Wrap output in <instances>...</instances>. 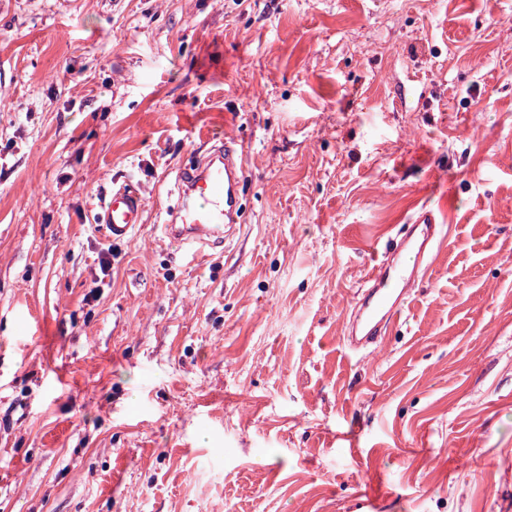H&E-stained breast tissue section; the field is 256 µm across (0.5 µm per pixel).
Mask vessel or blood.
Here are the masks:
<instances>
[{
  "mask_svg": "<svg viewBox=\"0 0 512 512\" xmlns=\"http://www.w3.org/2000/svg\"><path fill=\"white\" fill-rule=\"evenodd\" d=\"M244 153L224 142L215 152L177 176L179 203L164 224V235L195 258L223 246L242 224ZM144 202L128 186L112 190L99 214L112 240L121 241L141 224ZM442 237L439 212L422 207L369 269L365 287L345 325L343 339L354 353L379 346L400 317L417 281L432 262Z\"/></svg>",
  "mask_w": 512,
  "mask_h": 512,
  "instance_id": "vessel-or-blood-1",
  "label": "vessel or blood"
}]
</instances>
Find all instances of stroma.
Wrapping results in <instances>:
<instances>
[{
  "label": "stroma",
  "instance_id": "1",
  "mask_svg": "<svg viewBox=\"0 0 512 512\" xmlns=\"http://www.w3.org/2000/svg\"><path fill=\"white\" fill-rule=\"evenodd\" d=\"M226 137L243 222L194 261L159 226ZM0 512H512V0H0ZM144 202L137 191L129 186L112 189L107 196L99 221L105 225L112 241H122L142 224ZM439 212L424 206L402 224L401 232L369 269L365 288L352 309L343 339L361 354L382 343L400 317L416 282L431 265L442 237Z\"/></svg>",
  "mask_w": 512,
  "mask_h": 512
}]
</instances>
